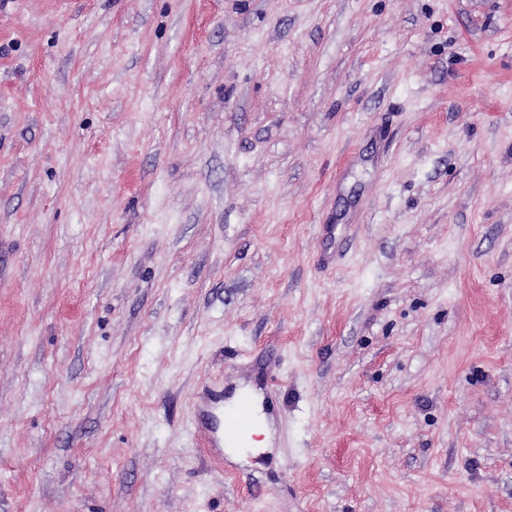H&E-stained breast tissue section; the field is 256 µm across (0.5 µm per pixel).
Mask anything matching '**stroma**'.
<instances>
[{"label":"stroma","instance_id":"stroma-1","mask_svg":"<svg viewBox=\"0 0 512 512\" xmlns=\"http://www.w3.org/2000/svg\"><path fill=\"white\" fill-rule=\"evenodd\" d=\"M0 512H512V0H0ZM261 399L262 411L266 414L267 425L270 424V405L272 398L252 387H241L227 383L226 389L212 391L198 400L193 408L194 420L191 427L194 433L208 438L210 447H224V403L234 400L230 411L225 434L230 442L244 434L256 421V409Z\"/></svg>","mask_w":512,"mask_h":512}]
</instances>
